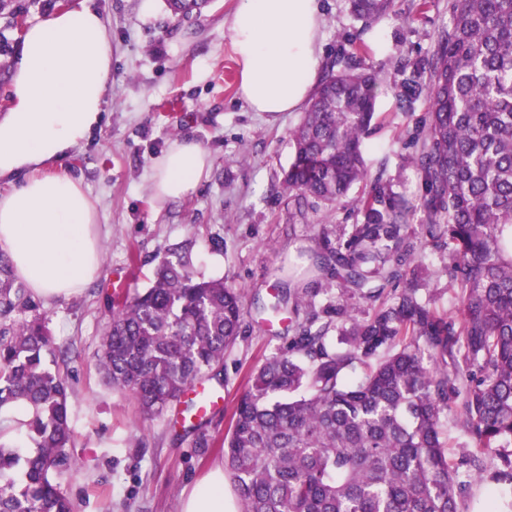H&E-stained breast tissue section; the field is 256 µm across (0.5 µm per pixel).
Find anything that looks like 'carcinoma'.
Segmentation results:
<instances>
[{
    "label": "carcinoma",
    "mask_w": 512,
    "mask_h": 512,
    "mask_svg": "<svg viewBox=\"0 0 512 512\" xmlns=\"http://www.w3.org/2000/svg\"><path fill=\"white\" fill-rule=\"evenodd\" d=\"M188 16L208 0H167ZM391 0H349L357 21ZM452 24L433 57L402 58L395 97L425 99L428 119L409 157L423 194L374 184L353 201L349 238L313 267L334 279L332 313L298 328L299 357L268 359L249 377L224 436L240 512H460L466 484L448 459L443 416L468 441L460 465L500 461L512 485V0H448ZM332 62L293 130L285 189L298 204H332L367 178L363 138L380 71L357 52ZM419 212L424 242L448 250L445 274L458 313H441L409 275L423 265L408 235ZM399 290L367 319L350 299ZM240 290L195 270L192 244L158 264L152 284L112 301L100 365L141 411L181 404L189 387L217 380L239 335ZM336 328L343 347L331 351ZM56 363L40 305L0 251V512H74L56 478L77 463L67 377ZM22 406L26 413L15 409Z\"/></svg>",
    "instance_id": "carcinoma-1"
}]
</instances>
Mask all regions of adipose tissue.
<instances>
[{
    "label": "adipose tissue",
    "mask_w": 512,
    "mask_h": 512,
    "mask_svg": "<svg viewBox=\"0 0 512 512\" xmlns=\"http://www.w3.org/2000/svg\"><path fill=\"white\" fill-rule=\"evenodd\" d=\"M320 0H241L230 22L241 67L239 95L256 112L301 108L320 74ZM112 81V39L88 4L29 26L11 78V105L0 114V250L34 297L79 293L100 271L98 211L79 181L56 172L87 141L104 113ZM199 141H171L151 166L156 197L194 193L210 166ZM181 512H224V469L214 467Z\"/></svg>",
    "instance_id": "1"
}]
</instances>
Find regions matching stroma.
<instances>
[{
	"label": "stroma",
	"mask_w": 512,
	"mask_h": 512,
	"mask_svg": "<svg viewBox=\"0 0 512 512\" xmlns=\"http://www.w3.org/2000/svg\"><path fill=\"white\" fill-rule=\"evenodd\" d=\"M112 38V82L101 128L61 159L60 172L79 179L98 207L101 274L70 298L45 302L41 311L70 386L71 453L77 470L60 484L76 512H179L214 464L234 406L249 374L267 358L287 352L309 310L329 306L328 276L309 273L316 254L336 249L355 222L350 200L298 206L282 186L292 161L290 133L301 112L269 122L238 95L240 70L229 22L239 0H211L200 15L173 16L166 0H91ZM80 0H0V113L10 105L8 86L27 27ZM321 62L367 46L364 65L382 69L376 116L365 138L368 179L418 196L423 187L409 158L428 105L402 111L390 89L401 56L425 62L450 23L448 0H392L369 22L354 20L347 0H321ZM185 135L209 151L211 164L196 192L181 200L156 198L148 174L169 141ZM193 245L194 264L208 278L239 288L244 321L224 354V405L186 432L169 415L140 413L134 398L112 388L98 364L109 321L115 276L129 291L147 288L158 261L174 246ZM446 250L429 251L418 279L422 296L455 314L454 293L443 267ZM315 289L311 305L269 319L264 304L279 289ZM210 447H197L199 435Z\"/></svg>",
	"instance_id": "1"
}]
</instances>
